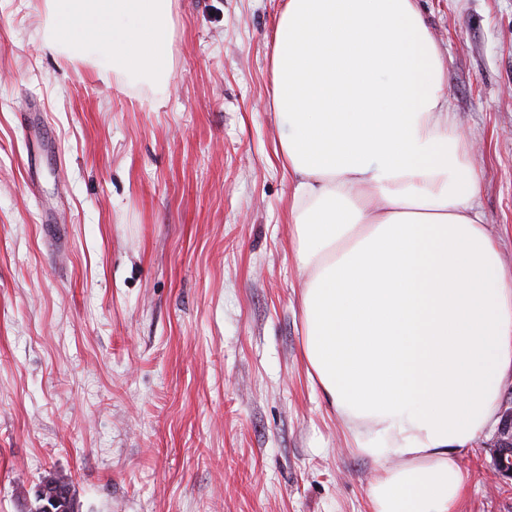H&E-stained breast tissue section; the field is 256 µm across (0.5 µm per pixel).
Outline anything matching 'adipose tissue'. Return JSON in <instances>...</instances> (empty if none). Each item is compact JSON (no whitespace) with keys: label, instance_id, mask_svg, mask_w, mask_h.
Here are the masks:
<instances>
[{"label":"adipose tissue","instance_id":"obj_1","mask_svg":"<svg viewBox=\"0 0 512 512\" xmlns=\"http://www.w3.org/2000/svg\"><path fill=\"white\" fill-rule=\"evenodd\" d=\"M51 45L169 91L172 0H45ZM272 108L292 178L302 360L376 477L369 512H455L512 379V270L416 0H286Z\"/></svg>","mask_w":512,"mask_h":512}]
</instances>
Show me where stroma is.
<instances>
[{
	"label": "stroma",
	"instance_id": "stroma-1",
	"mask_svg": "<svg viewBox=\"0 0 512 512\" xmlns=\"http://www.w3.org/2000/svg\"><path fill=\"white\" fill-rule=\"evenodd\" d=\"M285 0H172L168 95L0 0V512H367L376 466L302 360L269 56ZM512 268V0H418ZM493 434L457 512H512ZM67 480L60 479L57 483L50 486H40L36 491V508L35 512H55V508L63 505L57 512H61L62 509H66V499H69L70 495L67 493L65 488ZM73 492V494H72ZM69 510L65 512H78V504L74 491L71 489Z\"/></svg>",
	"mask_w": 512,
	"mask_h": 512
}]
</instances>
